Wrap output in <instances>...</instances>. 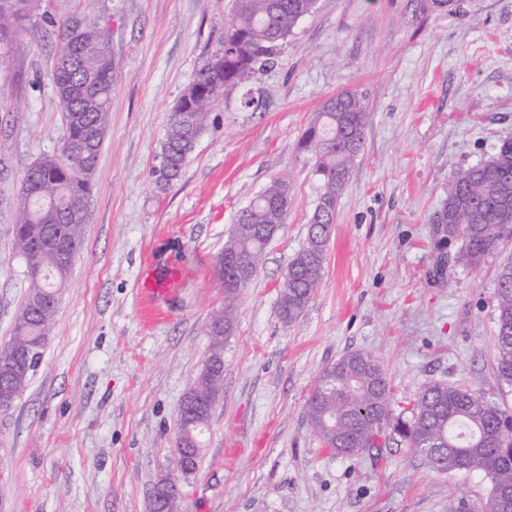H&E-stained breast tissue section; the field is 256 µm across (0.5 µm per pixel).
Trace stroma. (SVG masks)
<instances>
[{
  "instance_id": "stroma-1",
  "label": "stroma",
  "mask_w": 512,
  "mask_h": 512,
  "mask_svg": "<svg viewBox=\"0 0 512 512\" xmlns=\"http://www.w3.org/2000/svg\"><path fill=\"white\" fill-rule=\"evenodd\" d=\"M460 3L317 0L273 64L226 89L182 179L162 189L152 170L169 116L223 48L228 0H41L50 16L100 19L118 75L82 250L33 377L0 410V512H149L224 304L216 257L237 211L282 175L293 203L236 301L224 388L179 512H480L484 475L428 471L390 432L335 454L304 414L318 371L353 350L380 360L402 418L432 382L512 410L494 373L498 262L438 269L430 233L454 170L512 137V0ZM59 45L46 27L0 67V346L28 290L12 233L24 170L63 134L47 78ZM341 92L364 100L365 145L323 279L288 325L284 276L323 192L298 142ZM148 285L163 317L148 312Z\"/></svg>"
}]
</instances>
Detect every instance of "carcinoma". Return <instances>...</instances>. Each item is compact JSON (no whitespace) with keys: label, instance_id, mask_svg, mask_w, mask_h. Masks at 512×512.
Segmentation results:
<instances>
[{"label":"carcinoma","instance_id":"carcinoma-1","mask_svg":"<svg viewBox=\"0 0 512 512\" xmlns=\"http://www.w3.org/2000/svg\"><path fill=\"white\" fill-rule=\"evenodd\" d=\"M316 0H232L224 29V69L206 62L191 85L207 95L196 101L188 116L171 114L160 153L165 169L163 185L178 180L206 129L209 113L224 89L249 83L271 60L277 46L299 21L309 15ZM38 0H0V44L9 46L20 35L39 37L34 19ZM61 30V43L88 40L101 29L96 19L49 20ZM117 64L102 50L78 59L72 87L55 91L62 116L63 139L77 152L67 156L56 148L27 166L23 183L27 195L19 198L13 224L14 243L22 257L29 285L16 316L9 343L0 349V397L17 399L27 387L48 343L50 325L66 288L71 268L83 246L82 224H67L70 213H89L91 185L109 128L112 87ZM366 106L356 93L327 99L309 123L300 148L315 158V172L323 182L320 201L309 218L301 248L288 265L281 291L279 316L295 322L311 301L325 270L329 228L337 199L354 161L364 147ZM512 171L508 142L493 148L487 160L459 168L448 183L441 215L430 218L431 233L439 242L458 244L439 258L443 267L476 270L500 253L504 239L512 238V200L504 202L484 190L507 187L502 169ZM290 196L288 179L278 177L234 217V228L217 256V264L237 254L262 257L267 245L285 223ZM257 269L243 268L222 277L224 307L207 325L211 354L188 389L195 404L177 408V442H192L183 449L186 464L172 469L157 486L180 485L199 469L201 438L208 428L216 398L224 382V337L231 335L235 300L253 280ZM495 374L512 385V259L499 263L495 279ZM394 395L379 360L351 351L317 374L305 404L309 426L322 444L341 455H355L377 447L386 426L406 441L433 472L467 470L485 474L491 482L482 512H512V412L470 388L430 383L417 395L411 417L393 416Z\"/></svg>","mask_w":512,"mask_h":512}]
</instances>
